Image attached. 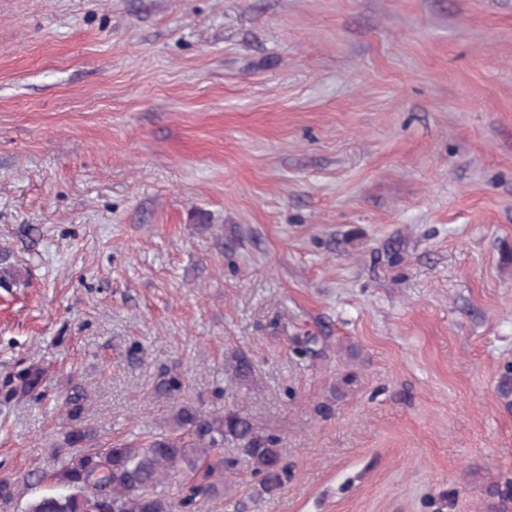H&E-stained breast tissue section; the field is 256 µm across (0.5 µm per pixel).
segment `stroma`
<instances>
[{"label": "stroma", "instance_id": "obj_1", "mask_svg": "<svg viewBox=\"0 0 512 512\" xmlns=\"http://www.w3.org/2000/svg\"><path fill=\"white\" fill-rule=\"evenodd\" d=\"M5 268L0 512L72 423L131 441L177 402L243 406L289 471L257 504L237 460L188 512H492L512 0H0ZM227 373H231V378L238 385L240 393L245 386H249L252 378V366L250 359L245 353H233L226 360L225 365Z\"/></svg>", "mask_w": 512, "mask_h": 512}]
</instances>
